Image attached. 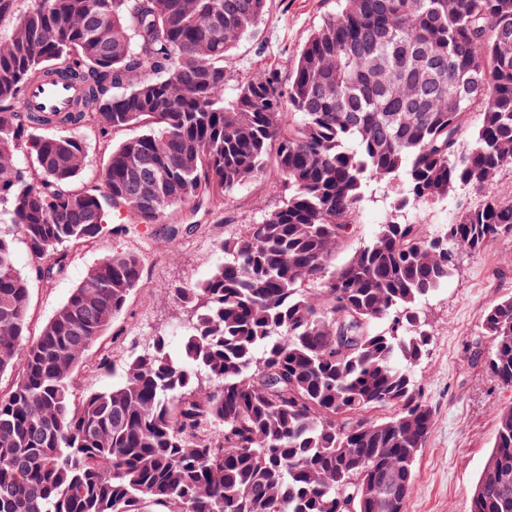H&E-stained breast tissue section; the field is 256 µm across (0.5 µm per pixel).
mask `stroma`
Instances as JSON below:
<instances>
[{
	"label": "stroma",
	"instance_id": "1",
	"mask_svg": "<svg viewBox=\"0 0 512 512\" xmlns=\"http://www.w3.org/2000/svg\"><path fill=\"white\" fill-rule=\"evenodd\" d=\"M337 10L336 0H269L266 19L230 55L232 77L286 70L314 28ZM278 202L267 182L255 181L213 214H194L191 204H184L179 216H196L201 228L181 240L178 249H170L150 230L121 239L106 233L94 246L74 251L67 276L50 285L31 278L32 260L25 247H18L17 266L30 277L29 336L39 333L91 266L112 251L131 249L142 257L146 288L131 298L116 325L118 337L103 338L101 344L144 349L149 336L175 332L182 321L175 288L206 279L221 258L218 247L224 237L237 225L260 221ZM509 295L512 237H503L479 253H463L454 275L423 307L421 321L430 342L413 378L435 410L436 422L416 464L418 491L404 512H470L473 487L494 444L496 414L512 406V388L494 382L473 351L492 352L484 314Z\"/></svg>",
	"mask_w": 512,
	"mask_h": 512
}]
</instances>
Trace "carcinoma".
<instances>
[{"label":"carcinoma","instance_id":"obj_1","mask_svg":"<svg viewBox=\"0 0 512 512\" xmlns=\"http://www.w3.org/2000/svg\"><path fill=\"white\" fill-rule=\"evenodd\" d=\"M267 2L0 0V375L16 373L0 393V512H404L414 494L435 424L412 377L421 309L460 252L512 236V201L485 195L431 237L419 227L512 168V0H340L287 77L229 95V54ZM53 78L81 97L31 111L27 90ZM128 127L141 132L110 146L99 183L71 188L78 131ZM261 180L278 206L175 290L183 359L160 334L76 399L78 371L116 369L112 350L88 352L144 287L142 259L104 256L30 340L16 243L50 284L105 231L152 224L175 246L198 225L168 214L220 210ZM367 203L384 221L338 266ZM484 331L495 349L474 357L512 387V296ZM496 418L471 512H512V408Z\"/></svg>","mask_w":512,"mask_h":512}]
</instances>
